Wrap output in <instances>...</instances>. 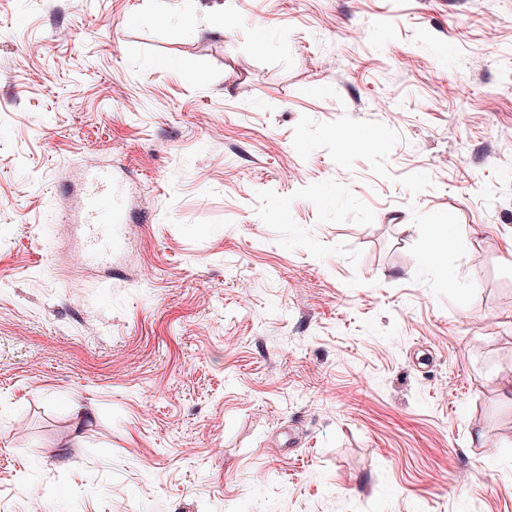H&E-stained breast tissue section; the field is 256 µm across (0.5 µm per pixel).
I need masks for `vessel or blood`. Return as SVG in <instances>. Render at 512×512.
<instances>
[{"label": "vessel or blood", "mask_w": 512, "mask_h": 512, "mask_svg": "<svg viewBox=\"0 0 512 512\" xmlns=\"http://www.w3.org/2000/svg\"><path fill=\"white\" fill-rule=\"evenodd\" d=\"M80 211L82 218L76 225L82 237L88 258L107 264L119 241L112 238V227L128 221L120 182L111 169L102 166L84 167Z\"/></svg>", "instance_id": "obj_1"}]
</instances>
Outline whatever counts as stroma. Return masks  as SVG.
Returning a JSON list of instances; mask_svg holds the SVG:
<instances>
[{"instance_id":"1","label":"stroma","mask_w":512,"mask_h":512,"mask_svg":"<svg viewBox=\"0 0 512 512\" xmlns=\"http://www.w3.org/2000/svg\"><path fill=\"white\" fill-rule=\"evenodd\" d=\"M0 512H512V0H0ZM81 176L82 218L76 225V231L84 241L87 257L106 265L112 250L120 246L119 241H112V224L128 222L120 181L112 169L102 166H86Z\"/></svg>"}]
</instances>
